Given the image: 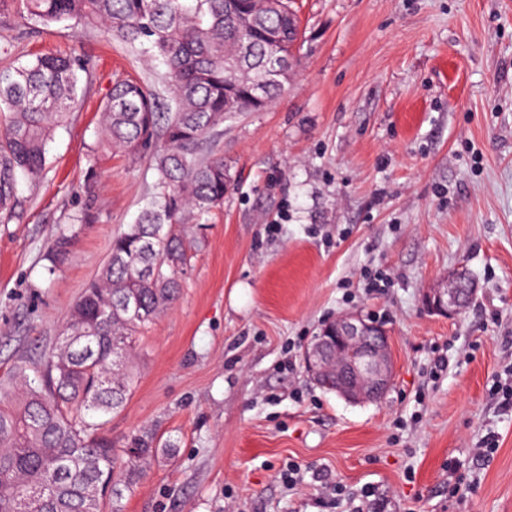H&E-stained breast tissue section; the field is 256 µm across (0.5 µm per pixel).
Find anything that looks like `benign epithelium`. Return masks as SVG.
<instances>
[{"label":"benign epithelium","instance_id":"1","mask_svg":"<svg viewBox=\"0 0 512 512\" xmlns=\"http://www.w3.org/2000/svg\"><path fill=\"white\" fill-rule=\"evenodd\" d=\"M453 288H431L424 295L425 308L452 316L476 294L473 278L466 269L452 276ZM304 363L312 379L327 382L333 392L350 403L375 402L392 385L394 362L387 330L347 313L328 322L304 352Z\"/></svg>","mask_w":512,"mask_h":512}]
</instances>
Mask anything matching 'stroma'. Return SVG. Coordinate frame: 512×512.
Masks as SVG:
<instances>
[{"instance_id": "1", "label": "stroma", "mask_w": 512, "mask_h": 512, "mask_svg": "<svg viewBox=\"0 0 512 512\" xmlns=\"http://www.w3.org/2000/svg\"><path fill=\"white\" fill-rule=\"evenodd\" d=\"M301 36L284 94L225 124L220 207L178 227L190 261L174 305L139 333L136 383L106 425L157 451L124 512H347L374 488L387 512H512V411L490 387L512 367V0H293ZM13 54L71 51L93 81L57 129L44 174L0 224V398L52 347L156 172L102 143L113 81L162 64L99 28L32 31L0 0ZM70 252L47 254L60 235ZM477 285L452 316L423 296L458 268ZM389 279L366 288L365 273ZM357 311L390 332L393 384L353 404L309 377L323 323ZM447 354V369L434 360ZM495 433L497 449L474 458ZM301 467L287 489L279 471ZM469 472L448 496L447 464ZM347 495L326 503L319 475Z\"/></svg>"}]
</instances>
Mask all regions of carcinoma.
<instances>
[{"label": "carcinoma", "instance_id": "obj_1", "mask_svg": "<svg viewBox=\"0 0 512 512\" xmlns=\"http://www.w3.org/2000/svg\"><path fill=\"white\" fill-rule=\"evenodd\" d=\"M45 31L103 24L107 35L161 61L166 111L142 83L118 79L103 102L101 138L132 157L148 155L157 178L135 223L112 240L110 257L73 305L59 341L21 369V391L0 403V512H24L35 490L42 512H101L143 474L152 438L119 452L106 416L128 401L137 333L178 297L187 254L174 226L224 200L229 173L211 149L224 122L267 107L288 84L269 61L295 57L290 0H15ZM0 222L16 217L19 180L37 179L56 128L91 84L72 53L11 59L0 47Z\"/></svg>", "mask_w": 512, "mask_h": 512}]
</instances>
